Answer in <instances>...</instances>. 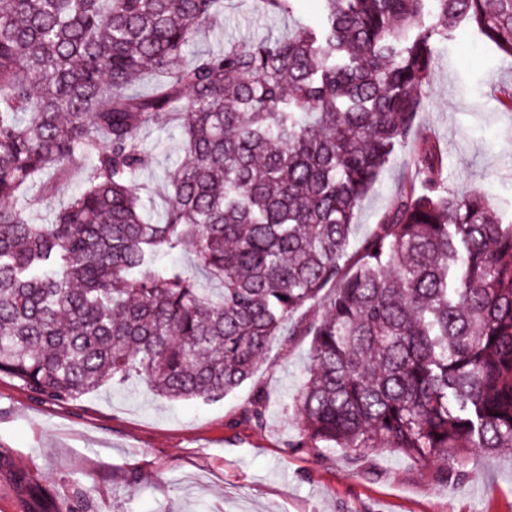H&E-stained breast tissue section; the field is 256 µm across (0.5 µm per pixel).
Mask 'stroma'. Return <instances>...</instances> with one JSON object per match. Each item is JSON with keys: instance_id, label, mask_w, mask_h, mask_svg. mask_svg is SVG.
I'll return each instance as SVG.
<instances>
[{"instance_id": "obj_1", "label": "stroma", "mask_w": 512, "mask_h": 512, "mask_svg": "<svg viewBox=\"0 0 512 512\" xmlns=\"http://www.w3.org/2000/svg\"><path fill=\"white\" fill-rule=\"evenodd\" d=\"M294 24L255 10L252 0H225L224 23L202 30L194 48L248 47L287 35ZM512 85V57L494 55L470 28L435 49L417 116L438 142L450 189L479 191L512 209V110L497 100ZM151 156L138 175L166 213L165 175L186 160L177 125L158 114L142 132ZM405 175L401 160L382 171L360 203L351 237L359 245L394 203ZM322 303L295 313L251 379L217 402H173L139 382L57 402L0 376V467L29 472L30 492L0 482V512L52 508L63 477L89 489L94 512H512V448L473 450L459 476L439 481L402 454L373 450L354 459L323 448H295L301 427L292 407L309 362L310 324ZM264 418L255 423L253 410ZM139 486L128 492L126 477Z\"/></svg>"}]
</instances>
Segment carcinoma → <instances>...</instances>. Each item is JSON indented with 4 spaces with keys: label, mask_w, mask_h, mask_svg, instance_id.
<instances>
[{
    "label": "carcinoma",
    "mask_w": 512,
    "mask_h": 512,
    "mask_svg": "<svg viewBox=\"0 0 512 512\" xmlns=\"http://www.w3.org/2000/svg\"><path fill=\"white\" fill-rule=\"evenodd\" d=\"M317 2L315 25L199 53L224 0H0V376L58 401L130 377L219 400L329 288L297 445L388 448L446 482L472 449L512 447V218L448 191L416 117L460 23L512 56V0ZM145 72L154 90L130 92ZM161 112L188 160L154 222L137 176ZM399 149L411 173L350 261L358 204ZM88 160L50 222L13 206ZM187 245L194 274L165 261ZM62 485L54 512H91Z\"/></svg>",
    "instance_id": "carcinoma-1"
}]
</instances>
